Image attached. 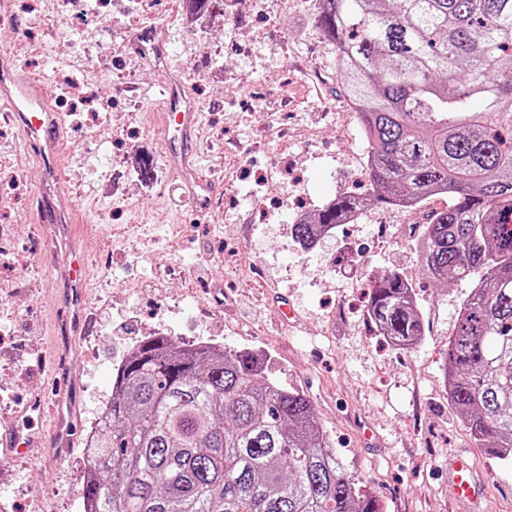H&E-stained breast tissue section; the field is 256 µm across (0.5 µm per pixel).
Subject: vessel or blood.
<instances>
[{
    "mask_svg": "<svg viewBox=\"0 0 512 512\" xmlns=\"http://www.w3.org/2000/svg\"><path fill=\"white\" fill-rule=\"evenodd\" d=\"M159 94L166 112L175 120L177 144L168 149L167 158L183 191L182 198L195 206L211 207L214 186L211 180L199 175L195 161L194 144L200 127L199 105L189 86L176 74L169 75L161 83ZM0 112L18 121L25 143L46 169L45 221L60 225L68 254V262L58 268L56 279L65 288V302L75 308V322H83L86 317V308L82 303L86 268L75 227L70 223L76 209L59 177L65 118L46 100L41 82L6 52L0 54ZM45 442L46 435L39 428L13 427L0 431V447L11 453L41 448ZM448 478L457 502L463 505L477 502L483 486L465 458L460 457L450 463Z\"/></svg>",
    "mask_w": 512,
    "mask_h": 512,
    "instance_id": "obj_1",
    "label": "vessel or blood"
}]
</instances>
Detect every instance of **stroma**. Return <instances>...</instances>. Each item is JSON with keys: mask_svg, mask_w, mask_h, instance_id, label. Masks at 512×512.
I'll return each mask as SVG.
<instances>
[{"mask_svg": "<svg viewBox=\"0 0 512 512\" xmlns=\"http://www.w3.org/2000/svg\"><path fill=\"white\" fill-rule=\"evenodd\" d=\"M65 7L16 8L0 23V51L38 78L66 118L60 176L85 215L87 307L93 326L68 335L70 315L49 273L66 263L40 223L43 169L19 130L0 134V177L24 185L0 209V430L35 393L53 397L52 365L76 368L65 399L85 434L112 395L118 366L146 337L248 350L281 385L303 392L347 473L383 512H458L448 460L465 453L485 480L483 512H512V467L491 460L445 391L442 352L469 281L434 283L423 271L427 215L448 197L406 210L368 202L357 220L308 250L293 237L313 214L365 178L366 144L341 93L336 48L318 29L314 0H216L202 17L182 0H152L140 22L127 0L105 19L77 18L67 62L91 72L92 99L113 104L111 129L53 92ZM171 48L167 72L192 84L202 107L201 176L214 180L208 216L168 204L175 186L163 145L171 126L152 103L164 73L127 60L138 23ZM153 164L144 178L143 159ZM397 272L413 285L427 331L409 350L374 334L366 306L374 277ZM81 444L48 446L42 460L0 462V495L12 512H80Z\"/></svg>", "mask_w": 512, "mask_h": 512, "instance_id": "1", "label": "stroma"}]
</instances>
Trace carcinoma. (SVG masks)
Returning <instances> with one entry per match:
<instances>
[{"instance_id":"carcinoma-1","label":"carcinoma","mask_w":512,"mask_h":512,"mask_svg":"<svg viewBox=\"0 0 512 512\" xmlns=\"http://www.w3.org/2000/svg\"><path fill=\"white\" fill-rule=\"evenodd\" d=\"M317 4L358 105L375 199H451L423 243L430 279L475 281L444 352L448 402L491 458L512 465V0ZM364 204L342 192L294 224L295 240L306 246ZM366 318L397 349L426 336L397 272L374 281ZM95 436L83 512H380L343 472L309 399L249 351L145 338L117 369Z\"/></svg>"}]
</instances>
